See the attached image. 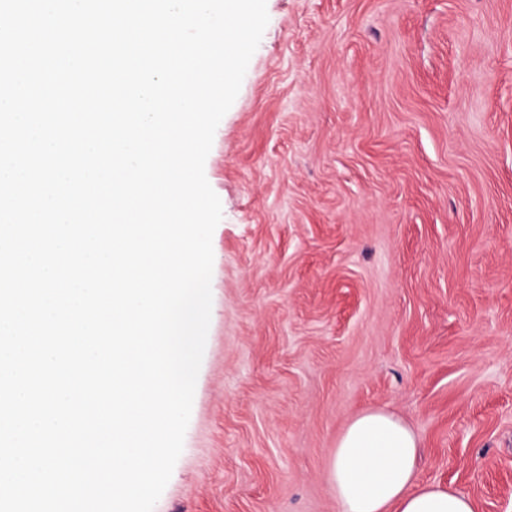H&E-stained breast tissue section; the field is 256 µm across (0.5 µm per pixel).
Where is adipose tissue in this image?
<instances>
[{
	"mask_svg": "<svg viewBox=\"0 0 512 512\" xmlns=\"http://www.w3.org/2000/svg\"><path fill=\"white\" fill-rule=\"evenodd\" d=\"M418 441L393 414L371 409L339 435L327 481L340 512H473L466 495L418 484Z\"/></svg>",
	"mask_w": 512,
	"mask_h": 512,
	"instance_id": "ef3b65f1",
	"label": "adipose tissue"
}]
</instances>
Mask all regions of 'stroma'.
Returning <instances> with one entry per match:
<instances>
[{
  "instance_id": "stroma-1",
  "label": "stroma",
  "mask_w": 512,
  "mask_h": 512,
  "mask_svg": "<svg viewBox=\"0 0 512 512\" xmlns=\"http://www.w3.org/2000/svg\"><path fill=\"white\" fill-rule=\"evenodd\" d=\"M205 162L222 205L183 450L154 512H339L357 414L512 512V0H266Z\"/></svg>"
}]
</instances>
